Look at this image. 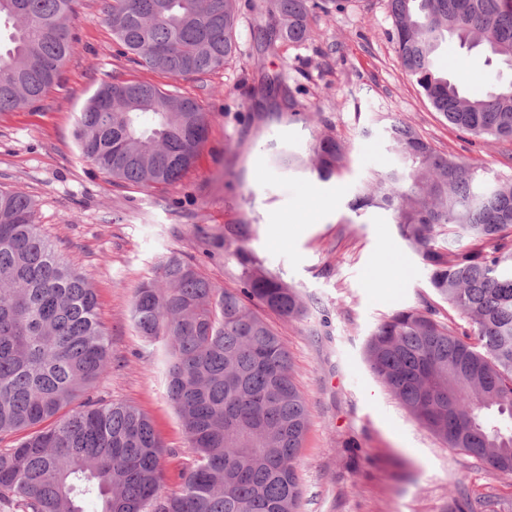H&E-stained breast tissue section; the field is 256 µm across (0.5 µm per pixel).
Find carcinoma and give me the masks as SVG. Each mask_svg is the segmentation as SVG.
Returning a JSON list of instances; mask_svg holds the SVG:
<instances>
[{"label":"carcinoma","mask_w":512,"mask_h":512,"mask_svg":"<svg viewBox=\"0 0 512 512\" xmlns=\"http://www.w3.org/2000/svg\"><path fill=\"white\" fill-rule=\"evenodd\" d=\"M76 0H0V112L27 108L60 80L77 46ZM237 0H112L104 23L120 53L154 72L189 78L224 68L237 51ZM345 0H269L261 42L301 47L318 13ZM402 66L449 124L512 141V0H390ZM483 47L494 90L472 100L435 64L438 43ZM191 98L140 81L101 86L76 121L82 157L143 188L179 181L207 140ZM397 162L350 202L391 212L436 296L466 319L459 334L430 303L397 310L368 337L374 374L449 448L512 472V180L436 150L416 130L386 127ZM345 147L312 148L317 178L340 174ZM241 286L215 285L172 254L132 292L131 319L164 351L166 392L195 459L177 493L161 488L164 444L140 409L90 398L110 358L87 279L54 248L22 191L0 190V503L11 512H300L298 475L309 423L288 348L267 320L301 319L298 292L239 248ZM491 501L456 489L450 512Z\"/></svg>","instance_id":"1"}]
</instances>
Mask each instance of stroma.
Wrapping results in <instances>:
<instances>
[{
  "mask_svg": "<svg viewBox=\"0 0 512 512\" xmlns=\"http://www.w3.org/2000/svg\"><path fill=\"white\" fill-rule=\"evenodd\" d=\"M112 0H77L69 28L77 51L58 85L32 107L0 112V190L36 204L37 221L64 259L94 288L111 342V364L96 395L135 405L166 446L165 493L192 461L166 394L160 345L136 333L134 288L170 253L193 257L218 286L239 287L244 247L308 305L300 320L270 316L307 399L309 425L299 461L300 512H448L457 487L512 503V473L448 446L418 423L372 373L365 343L396 310L434 299L422 263L389 212L356 215L349 202L394 162L384 132L393 119L437 150L512 179V141L475 138L448 124L403 68L392 40L388 0H348L320 15L306 46L259 50L266 0H238L235 58L217 72L174 79L116 52L103 18ZM487 55L442 40L437 66L465 95L489 92L478 80ZM280 73L301 100L299 115L251 97L263 73ZM138 80L195 100L209 119L196 167L151 189L113 180L86 162L74 137L88 99L113 80ZM347 146L340 176L323 182L309 167L281 166L282 154L309 157L318 137ZM246 224L241 244L224 227Z\"/></svg>",
  "mask_w": 512,
  "mask_h": 512,
  "instance_id": "obj_1",
  "label": "stroma"
}]
</instances>
